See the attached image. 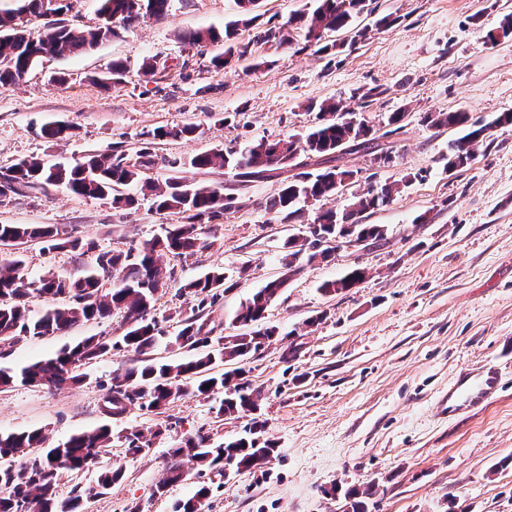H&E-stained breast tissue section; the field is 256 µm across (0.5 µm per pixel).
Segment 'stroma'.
Returning <instances> with one entry per match:
<instances>
[{"label": "stroma", "mask_w": 512, "mask_h": 512, "mask_svg": "<svg viewBox=\"0 0 512 512\" xmlns=\"http://www.w3.org/2000/svg\"><path fill=\"white\" fill-rule=\"evenodd\" d=\"M375 4L374 14L357 20L369 29L365 39L340 53L317 54L301 42L280 49L254 43L259 31L312 5L261 0L257 21L237 31L250 56L219 70L211 59L221 45L196 51L180 36L223 30L236 17L234 0H170L166 18L122 28L79 56L44 57L19 83L0 87V172L30 157L73 165L112 148L131 154L142 132L197 125L195 137L155 144L149 175L216 187L236 203L203 226L199 248L170 263L173 275L153 311L165 333L154 352L162 361L194 355L174 342L195 304L182 294L183 284L216 266L233 276L234 288L202 320L211 341L240 333L236 311L281 276L283 245L297 231L265 209L280 178L242 182L220 169L193 168L191 158L303 133L316 121L314 104L333 98L354 108L356 93L370 95L362 114L392 161L374 168L364 154H343L339 165L356 170L357 181L319 206L341 211L370 186L401 182L386 206L363 218L384 227L386 243L346 245L331 262L306 265L271 304L267 321L281 334L244 368L262 394L263 437L278 453L263 468L213 487L208 512H343L340 493L355 487L371 488L369 512H512V126L493 129L467 167L450 170L448 145L461 129H435L422 120L427 112L464 111L488 122L512 111V38L486 39L512 14V0ZM387 13L394 23L376 26ZM148 58L164 67L150 83L140 75ZM116 60L126 64L127 77L103 89L94 77ZM58 73L64 84L52 82ZM399 111L402 127L388 133L386 118ZM51 121L71 123L73 137H41V126ZM179 221L147 198L138 209L117 210L60 186L0 195V224H57L110 250L139 246ZM21 251L34 278L50 272L77 278L94 261L93 253L51 250L41 241ZM354 266L365 270L355 288L333 297L320 292L323 282ZM125 330L116 311L61 335L19 337L0 343V366L21 367L89 336L116 341ZM135 360L133 352L116 350L82 365L76 386L0 388L2 434L39 429L54 445L104 424L116 433L162 429L147 455L126 456L116 442L96 466L61 475L63 500L75 487H96L101 471L122 468L119 482L85 497L84 512H174L200 483L190 473L154 495L167 482V449L197 434L233 439L249 422L217 415V400L191 392L156 411L133 407L119 417L104 415L114 372ZM487 361L502 367L501 394L483 410L448 417L442 405L456 372Z\"/></svg>", "instance_id": "1"}]
</instances>
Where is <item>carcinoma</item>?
<instances>
[{
	"label": "carcinoma",
	"mask_w": 512,
	"mask_h": 512,
	"mask_svg": "<svg viewBox=\"0 0 512 512\" xmlns=\"http://www.w3.org/2000/svg\"><path fill=\"white\" fill-rule=\"evenodd\" d=\"M100 15L115 17L125 26L147 18L166 15L169 0H100ZM257 0H236L238 18L225 25L224 32L207 28L185 37L189 46L202 48L208 44H224V52L212 59L217 69H224L233 59L248 55V45L236 42L239 24L250 21ZM311 12H298L288 22L260 32L257 42L277 48H290L296 36L303 35L306 43L319 52L341 49L345 42L325 41L329 33L350 32L356 37L364 31L354 26L355 20L367 7L366 0H318ZM117 36L116 28L102 22L89 30L66 25L45 27L34 36L14 22L13 12L0 13V86L14 85L32 70L45 56L65 58L76 56L108 42ZM125 66L115 61L109 74L94 78L109 89L123 82ZM353 110L335 100L318 106L316 125L302 138L288 136L252 143L246 150L234 148L207 151L193 156L190 165L198 169H222L234 177L257 181L280 175V170L294 168L297 173L282 182L276 194L266 201V208L281 222L289 224L303 216L300 203L320 202L340 188L354 182L355 170L338 165L328 166L313 174L305 170L307 160L351 152L373 155L379 166H387L392 157L378 148L375 131L363 118L352 120ZM423 121L434 127H460L466 134L448 145L446 166L453 170L468 165L480 143L490 138L495 127L512 125V112H502L491 124L471 121L466 112H428ZM73 126L61 122L41 127L47 139L63 140L72 135ZM198 127H156L142 133L144 147L135 155L122 151H100L85 157L75 166L47 167L41 160L24 159L0 173V195L9 189L16 193L23 188L44 184L62 185L70 192L108 200L112 207L134 208L137 199L127 192L131 186L154 199L156 209L183 215V222L170 224L162 237L144 242L139 248L127 251L101 250L94 265L78 280L49 273L33 279L26 272L22 255L0 264V341L16 337H43L61 334L80 323L109 316L117 310L124 313L127 329L121 340L105 336H90L77 344L63 346L54 356L32 362L19 371L0 367V387L19 379L29 385L59 387L81 381L75 369L93 359L108 355L114 349L127 348L139 355L138 364L117 371L103 399L102 410L119 416L135 406L154 411L189 389L210 397L223 395L217 408L219 416L250 413L254 415L247 435L208 444V438L189 436L167 450L168 477L156 485L154 493L161 495L168 484L186 476L191 470L223 475V461L235 463L241 469L255 468V442L261 437L263 421L255 417L260 410L261 393L244 380L240 363L257 354L279 335L278 328L265 322L266 313L274 299L286 288L282 278L267 283L241 304L234 321L250 331L224 337L212 349L196 354L186 361L157 362L152 353L163 337L157 320L151 315L158 301V290L167 278L170 257L190 253L198 244L197 226L211 223L224 216L234 197L217 188L192 185L173 177L159 184L146 176L154 167L151 145L167 138H186L195 135ZM398 184L371 188L338 213L333 209L316 212L312 224L320 227L327 239L348 233L365 242L376 244L384 239V229L378 224H360L361 214L387 205ZM42 240L51 249H95L92 242L82 243L57 224H0V244H25ZM283 257L288 278L298 275L304 264L328 262L333 253L325 247L311 251L310 244L294 236L284 243ZM121 270L112 288L104 292L101 280ZM364 277L363 269L355 267L337 280L323 283L320 290L333 296L346 291ZM229 289L224 269H211L204 277L184 285L185 293L196 298L197 310L183 320V327L174 342L193 349L208 345L209 337L202 334L199 313L209 301H214ZM34 297H64L68 303L53 306L39 315L30 313L28 303ZM234 362L236 367L224 368ZM162 435L157 429L150 435L139 430L125 431L119 436L126 454L136 457L152 448L153 440ZM112 446V428L104 425L90 433L71 436L66 442L47 445L41 430L0 435V512H82L84 494L78 492L64 501L57 499V484L65 471L79 473L94 466L106 449ZM367 491L357 488L344 493V512H367Z\"/></svg>",
	"instance_id": "carcinoma-1"
}]
</instances>
